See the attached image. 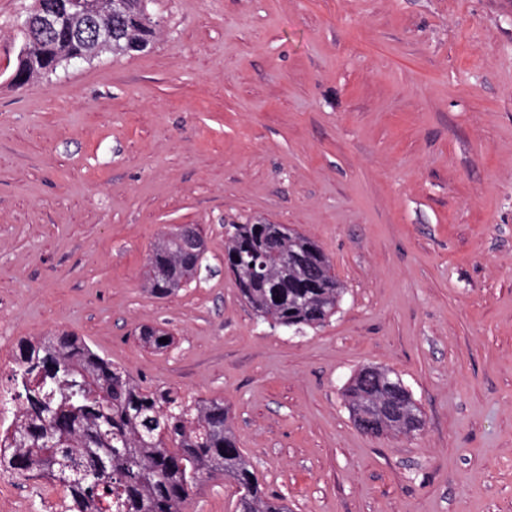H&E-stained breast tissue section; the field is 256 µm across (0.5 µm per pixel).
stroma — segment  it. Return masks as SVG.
Listing matches in <instances>:
<instances>
[{"instance_id": "35a3bbf8", "label": "stroma", "mask_w": 512, "mask_h": 512, "mask_svg": "<svg viewBox=\"0 0 512 512\" xmlns=\"http://www.w3.org/2000/svg\"><path fill=\"white\" fill-rule=\"evenodd\" d=\"M33 3L0 0V424L18 343L72 333L144 388L222 399L289 512H512V0H152V49L18 89ZM249 216L330 258L324 327L243 301L224 226ZM174 224L206 251L158 299L144 270ZM365 366L403 380L419 435L356 428ZM62 495L0 470V512ZM238 497L213 479L183 512Z\"/></svg>"}]
</instances>
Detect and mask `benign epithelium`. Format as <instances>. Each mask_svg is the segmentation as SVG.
<instances>
[{
	"instance_id": "7a95c632",
	"label": "benign epithelium",
	"mask_w": 512,
	"mask_h": 512,
	"mask_svg": "<svg viewBox=\"0 0 512 512\" xmlns=\"http://www.w3.org/2000/svg\"><path fill=\"white\" fill-rule=\"evenodd\" d=\"M117 5L119 0H67L56 7L37 0L18 27L24 49L11 75L13 85L24 87L32 80L49 74L50 69L44 67V56L39 48L48 45V40L67 25H78L85 36L87 51L75 54L57 49L54 65L67 67L73 62H89L96 55L112 49V25L108 20L112 19V10ZM176 228L190 262H196L205 250V243L193 236L190 226L178 224Z\"/></svg>"
}]
</instances>
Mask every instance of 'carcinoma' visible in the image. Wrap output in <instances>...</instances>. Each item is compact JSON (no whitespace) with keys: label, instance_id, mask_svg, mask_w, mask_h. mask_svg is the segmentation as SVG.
Returning <instances> with one entry per match:
<instances>
[{"label":"carcinoma","instance_id":"obj_1","mask_svg":"<svg viewBox=\"0 0 512 512\" xmlns=\"http://www.w3.org/2000/svg\"><path fill=\"white\" fill-rule=\"evenodd\" d=\"M143 0H122L112 17V53L145 50L156 28ZM224 267L255 314L275 326L300 332L324 326L345 293L320 246L283 224L247 219L225 225ZM178 239L160 241L148 259L151 294L162 298L194 280ZM257 253L256 273L242 256ZM147 345L165 349V331L145 327ZM63 345L48 339L19 342L11 374L17 410L0 431V468L35 474L64 490L62 512H182L206 478L237 487V512H288L286 498L268 492L238 447L221 399L183 400L169 389L149 390L86 341L64 333ZM168 342L163 343L161 339ZM394 372L366 366L342 396L349 409H381L397 402L402 413L380 420L386 433L412 437L416 402Z\"/></svg>","mask_w":512,"mask_h":512}]
</instances>
